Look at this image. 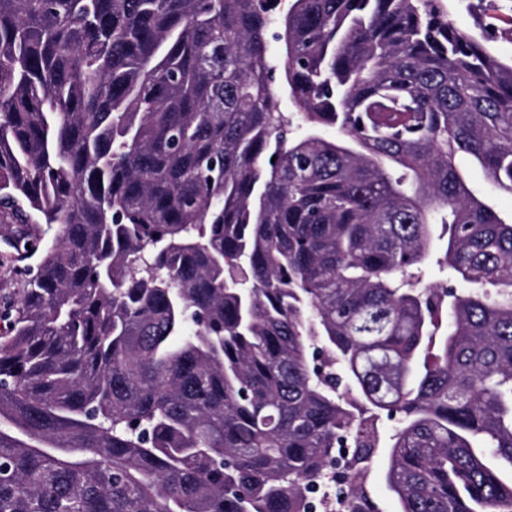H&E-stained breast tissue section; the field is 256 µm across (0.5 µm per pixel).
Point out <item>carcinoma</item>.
Returning <instances> with one entry per match:
<instances>
[{
	"label": "carcinoma",
	"instance_id": "carcinoma-1",
	"mask_svg": "<svg viewBox=\"0 0 512 512\" xmlns=\"http://www.w3.org/2000/svg\"><path fill=\"white\" fill-rule=\"evenodd\" d=\"M281 3L0 0V512H512V58ZM33 264L29 260L19 263L17 268H0V310L3 308V297L18 298L22 288L25 286L26 273L23 270L24 265ZM384 457L382 448H379L375 459V469L372 474L370 492L373 497L382 500L386 504L385 510L388 512L397 511V504L386 489L384 482Z\"/></svg>",
	"mask_w": 512,
	"mask_h": 512
}]
</instances>
